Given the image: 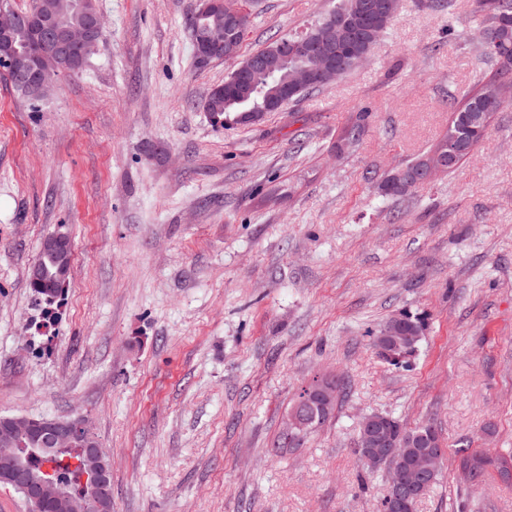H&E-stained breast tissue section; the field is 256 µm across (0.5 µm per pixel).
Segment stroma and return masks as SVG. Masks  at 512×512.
<instances>
[{
  "label": "stroma",
  "instance_id": "1",
  "mask_svg": "<svg viewBox=\"0 0 512 512\" xmlns=\"http://www.w3.org/2000/svg\"><path fill=\"white\" fill-rule=\"evenodd\" d=\"M336 0H254L242 55ZM105 38L34 113L0 77V415L84 417L112 459V512H380L355 452L371 413L432 423L447 453L417 512H512L461 448L512 449V105L453 173L376 186L446 132L489 75L475 0H401L370 57L260 121L213 127L227 64H198L195 0H96ZM371 108L356 150L341 129ZM67 225L73 262L45 324L27 286ZM425 317L402 366L372 346ZM342 393L303 446L277 441L299 392Z\"/></svg>",
  "mask_w": 512,
  "mask_h": 512
}]
</instances>
